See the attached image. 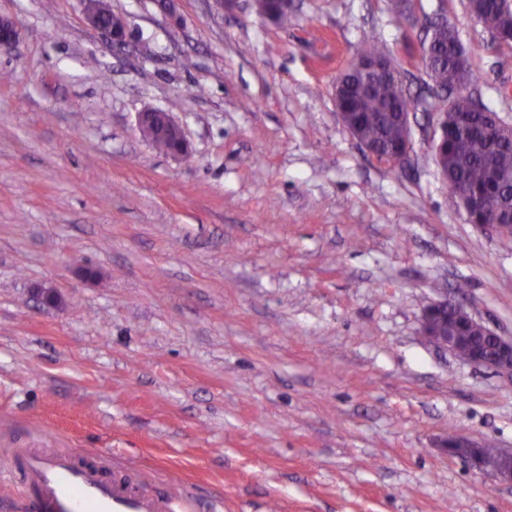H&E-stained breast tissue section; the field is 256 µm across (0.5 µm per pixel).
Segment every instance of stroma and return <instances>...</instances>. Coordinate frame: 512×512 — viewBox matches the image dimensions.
Returning <instances> with one entry per match:
<instances>
[{
  "label": "stroma",
  "mask_w": 512,
  "mask_h": 512,
  "mask_svg": "<svg viewBox=\"0 0 512 512\" xmlns=\"http://www.w3.org/2000/svg\"><path fill=\"white\" fill-rule=\"evenodd\" d=\"M0 0V512H26L19 448L99 453L195 512H512V485L448 435L512 452V375L423 335L459 298L512 336V239L465 220L433 160L426 22L472 49L471 90L512 125V53L467 0ZM386 47L413 99L406 165L369 157L338 75ZM169 113L192 157L154 150ZM464 292H457L459 282ZM38 288L61 296L39 306ZM85 3V19L91 27L108 37L114 47H121L127 44V25L123 17L114 20L116 14L112 12L109 5L102 11L101 15L97 0H86ZM100 15L103 22L112 23V26L104 25L100 20Z\"/></svg>",
  "instance_id": "stroma-1"
}]
</instances>
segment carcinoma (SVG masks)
Here are the masks:
<instances>
[{
  "instance_id": "1",
  "label": "carcinoma",
  "mask_w": 512,
  "mask_h": 512,
  "mask_svg": "<svg viewBox=\"0 0 512 512\" xmlns=\"http://www.w3.org/2000/svg\"><path fill=\"white\" fill-rule=\"evenodd\" d=\"M479 21L492 36V44L512 49V7L503 0H478L472 4ZM433 57L428 67L434 108L448 113V140L437 156L448 173V190L474 203V220L493 224L512 220V139L496 125L497 112L477 105L474 97L458 93L443 101L440 93L468 85L473 74L468 50L460 44L452 26H440L431 33ZM349 86L346 110L353 113L359 145L386 157L401 139V113L410 110L402 71L397 77L366 89L361 77L344 74Z\"/></svg>"
}]
</instances>
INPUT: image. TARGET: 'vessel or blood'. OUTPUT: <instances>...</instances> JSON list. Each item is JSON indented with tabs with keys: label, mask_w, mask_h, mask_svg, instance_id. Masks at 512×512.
<instances>
[{
	"label": "vessel or blood",
	"mask_w": 512,
	"mask_h": 512,
	"mask_svg": "<svg viewBox=\"0 0 512 512\" xmlns=\"http://www.w3.org/2000/svg\"><path fill=\"white\" fill-rule=\"evenodd\" d=\"M34 512H190L187 488L150 493L132 469H110L107 460L85 465L67 450L22 451L17 461Z\"/></svg>",
	"instance_id": "vessel-or-blood-1"
}]
</instances>
